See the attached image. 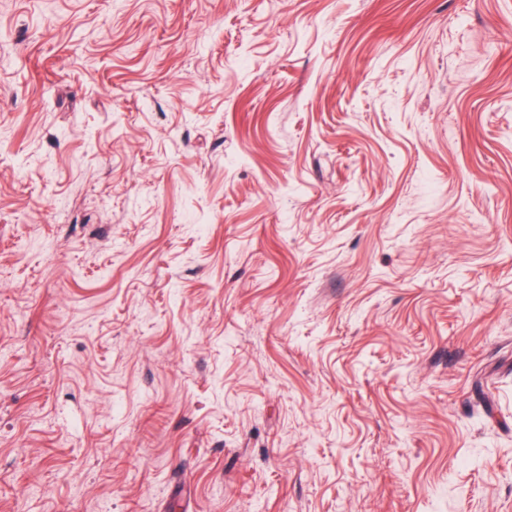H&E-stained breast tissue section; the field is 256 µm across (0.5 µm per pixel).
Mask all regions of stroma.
Here are the masks:
<instances>
[{
	"label": "stroma",
	"instance_id": "35a3bbf8",
	"mask_svg": "<svg viewBox=\"0 0 512 512\" xmlns=\"http://www.w3.org/2000/svg\"><path fill=\"white\" fill-rule=\"evenodd\" d=\"M0 512H512V0H0Z\"/></svg>",
	"mask_w": 512,
	"mask_h": 512
}]
</instances>
